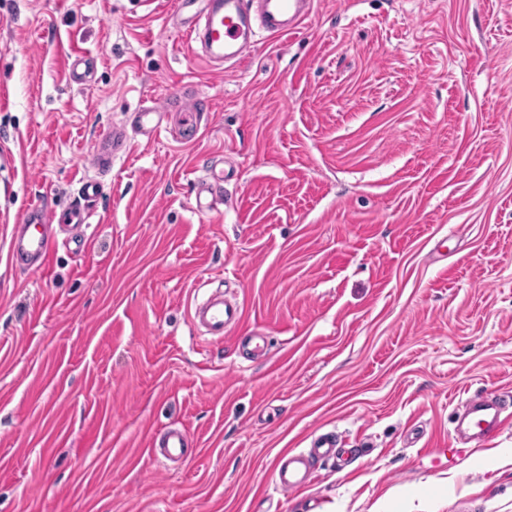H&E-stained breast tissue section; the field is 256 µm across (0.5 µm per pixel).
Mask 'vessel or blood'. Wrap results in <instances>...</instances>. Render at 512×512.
<instances>
[{
	"mask_svg": "<svg viewBox=\"0 0 512 512\" xmlns=\"http://www.w3.org/2000/svg\"><path fill=\"white\" fill-rule=\"evenodd\" d=\"M196 0H176L173 13L182 17L183 31L199 42L205 60L210 62L244 61L251 54L258 34L278 38L296 33L308 19L313 0H206L203 11H196ZM169 109L168 101L142 107L136 114L138 135L153 139L162 129ZM130 148V138L124 125H112L95 144V159L99 167H111L113 160ZM223 175L196 184L195 211L200 215L216 208V187ZM54 216L43 203L31 204L16 225L12 255L16 262L38 270L44 267L56 245L49 231ZM242 312L239 306L212 296L194 304L190 320L194 327L204 329L215 338L234 334L237 347H245L253 337L251 331L241 330ZM464 416L474 428L478 443L494 437L504 423L505 403L482 394L470 396L463 405ZM336 444L324 439L314 443L309 454H287L280 460L275 484L282 493H295L308 488L313 479L314 459L334 456Z\"/></svg>",
	"mask_w": 512,
	"mask_h": 512,
	"instance_id": "1",
	"label": "vessel or blood"
}]
</instances>
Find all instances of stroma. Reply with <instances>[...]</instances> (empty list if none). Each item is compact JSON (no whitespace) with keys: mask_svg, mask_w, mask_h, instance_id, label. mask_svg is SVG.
<instances>
[{"mask_svg":"<svg viewBox=\"0 0 512 512\" xmlns=\"http://www.w3.org/2000/svg\"><path fill=\"white\" fill-rule=\"evenodd\" d=\"M172 9L0 0V512H512V422L484 448L453 423L512 403V0H315L223 70ZM185 84L193 141L172 117L93 164ZM38 200L90 218L32 272L10 243ZM216 289L262 357L193 327ZM171 427L186 459L150 450ZM325 434L342 459L279 492ZM96 163L101 168H110L112 161L130 148V138L123 124L112 127L95 144ZM211 178L213 181L198 180L196 183L195 211L199 215H208L215 210L217 203L216 187L218 183L224 182V172L222 171L219 175L213 174ZM335 455L336 444L331 439L314 443L308 455L302 453L284 455L275 473L276 487L284 494L305 490L313 479V460Z\"/></svg>","mask_w":512,"mask_h":512,"instance_id":"stroma-1","label":"stroma"}]
</instances>
